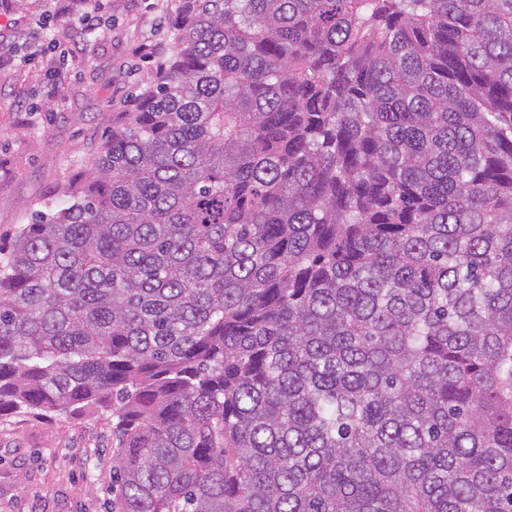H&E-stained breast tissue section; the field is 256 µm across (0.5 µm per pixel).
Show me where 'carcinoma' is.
Listing matches in <instances>:
<instances>
[{
  "label": "carcinoma",
  "instance_id": "obj_1",
  "mask_svg": "<svg viewBox=\"0 0 512 512\" xmlns=\"http://www.w3.org/2000/svg\"><path fill=\"white\" fill-rule=\"evenodd\" d=\"M0 253V414L110 408L116 512H512V0H179Z\"/></svg>",
  "mask_w": 512,
  "mask_h": 512
}]
</instances>
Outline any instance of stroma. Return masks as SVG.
I'll use <instances>...</instances> for the list:
<instances>
[{
	"label": "stroma",
	"mask_w": 512,
	"mask_h": 512,
	"mask_svg": "<svg viewBox=\"0 0 512 512\" xmlns=\"http://www.w3.org/2000/svg\"><path fill=\"white\" fill-rule=\"evenodd\" d=\"M177 0H99L57 13L53 0H0V246L60 201L169 56ZM112 413L0 416V512H112L119 488Z\"/></svg>",
	"instance_id": "35a3bbf8"
}]
</instances>
